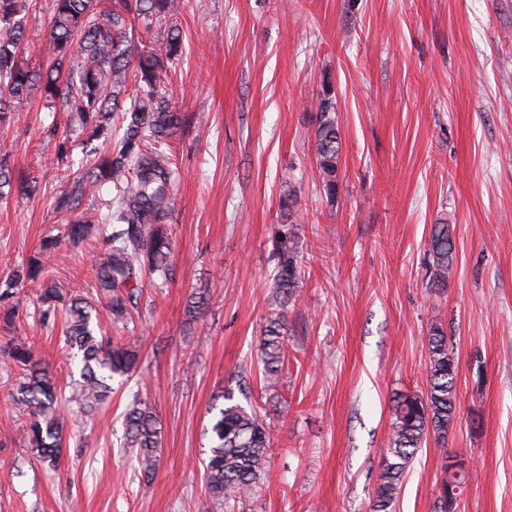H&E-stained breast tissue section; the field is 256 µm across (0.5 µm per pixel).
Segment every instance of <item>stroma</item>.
Listing matches in <instances>:
<instances>
[{"instance_id":"stroma-1","label":"stroma","mask_w":512,"mask_h":512,"mask_svg":"<svg viewBox=\"0 0 512 512\" xmlns=\"http://www.w3.org/2000/svg\"><path fill=\"white\" fill-rule=\"evenodd\" d=\"M178 111L204 130L173 139V274L144 281L133 315L137 370L71 424L62 466L41 465L12 397L18 370L0 355V512H225L199 462L210 408L244 389L273 445L244 512H372L393 399L425 392L428 328L442 314L458 362L457 418L428 439L393 512H436L446 457L473 478L456 512H512V0H184ZM331 86L341 133L340 189L328 198L314 157L316 104ZM0 124V156L34 170L29 196L0 202V276L61 236L53 280L94 293L93 242L64 240L52 207L68 186L48 126L68 113L33 96ZM297 195L301 280L287 311L288 358L276 390L258 345L271 317L281 195ZM454 227L448 286H430L432 224ZM207 289L196 321L185 309ZM36 285L14 299L0 345L34 342L60 383L73 370L60 325L40 320ZM113 340L131 332L105 306ZM162 428L145 478L123 445L131 392Z\"/></svg>"}]
</instances>
